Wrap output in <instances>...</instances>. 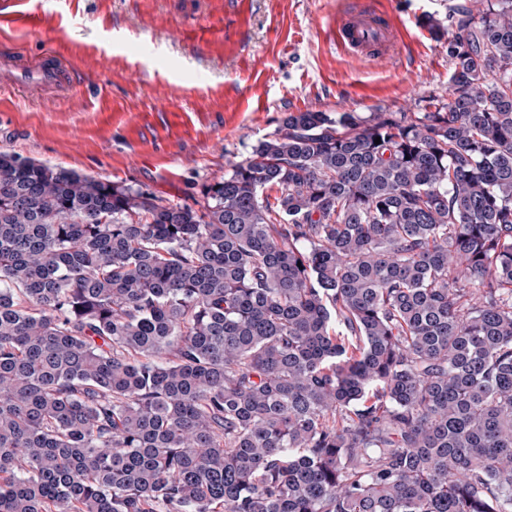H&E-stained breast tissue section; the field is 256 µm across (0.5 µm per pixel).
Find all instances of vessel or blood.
Masks as SVG:
<instances>
[{
    "label": "vessel or blood",
    "instance_id": "vessel-or-blood-1",
    "mask_svg": "<svg viewBox=\"0 0 512 512\" xmlns=\"http://www.w3.org/2000/svg\"><path fill=\"white\" fill-rule=\"evenodd\" d=\"M334 41L337 49L346 53H359L373 61L389 58L398 45L394 18L377 0H345ZM72 81L71 69L57 52H45L31 63L8 45L0 46V88L11 92L34 88L57 96L68 91Z\"/></svg>",
    "mask_w": 512,
    "mask_h": 512
}]
</instances>
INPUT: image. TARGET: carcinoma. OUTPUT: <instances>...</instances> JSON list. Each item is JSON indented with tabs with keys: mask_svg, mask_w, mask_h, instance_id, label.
I'll return each instance as SVG.
<instances>
[{
	"mask_svg": "<svg viewBox=\"0 0 512 512\" xmlns=\"http://www.w3.org/2000/svg\"><path fill=\"white\" fill-rule=\"evenodd\" d=\"M419 24L197 209L0 150V512H512V0Z\"/></svg>",
	"mask_w": 512,
	"mask_h": 512,
	"instance_id": "cac0c4a2",
	"label": "carcinoma"
}]
</instances>
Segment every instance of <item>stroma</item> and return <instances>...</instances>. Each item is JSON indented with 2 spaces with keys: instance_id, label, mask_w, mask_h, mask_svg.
<instances>
[{
  "instance_id": "35a3bbf8",
  "label": "stroma",
  "mask_w": 512,
  "mask_h": 512,
  "mask_svg": "<svg viewBox=\"0 0 512 512\" xmlns=\"http://www.w3.org/2000/svg\"><path fill=\"white\" fill-rule=\"evenodd\" d=\"M340 2L244 0L235 14L229 0H29L34 25L10 30L11 46L32 59L61 48L80 81L51 100L0 94V150L191 205L288 113L365 117L447 99L448 46L418 20H447L458 0H384L398 64L337 53L326 32Z\"/></svg>"
}]
</instances>
